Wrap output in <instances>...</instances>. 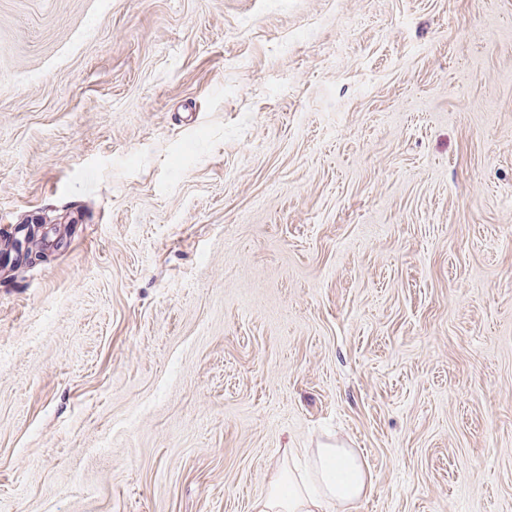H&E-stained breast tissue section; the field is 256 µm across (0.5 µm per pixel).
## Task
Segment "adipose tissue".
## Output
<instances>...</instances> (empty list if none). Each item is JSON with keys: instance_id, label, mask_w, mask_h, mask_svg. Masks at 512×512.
<instances>
[{"instance_id": "obj_1", "label": "adipose tissue", "mask_w": 512, "mask_h": 512, "mask_svg": "<svg viewBox=\"0 0 512 512\" xmlns=\"http://www.w3.org/2000/svg\"><path fill=\"white\" fill-rule=\"evenodd\" d=\"M373 487L372 473L357 453L328 446L313 454L308 481L274 482L270 494L255 503L254 512H347Z\"/></svg>"}]
</instances>
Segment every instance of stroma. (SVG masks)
Here are the masks:
<instances>
[{"label": "stroma", "mask_w": 512, "mask_h": 512, "mask_svg": "<svg viewBox=\"0 0 512 512\" xmlns=\"http://www.w3.org/2000/svg\"><path fill=\"white\" fill-rule=\"evenodd\" d=\"M0 512H512V0H0ZM45 217H32L25 219L21 224H15L10 233L2 235L0 231V267L2 270L15 267L18 258L26 263L41 262L46 258L43 251L36 247L37 232L44 227ZM12 254L14 256L12 257ZM307 482L275 477L273 489L254 504L255 512L347 511L351 504L368 495L374 478L367 463L350 448H316Z\"/></svg>", "instance_id": "stroma-1"}]
</instances>
